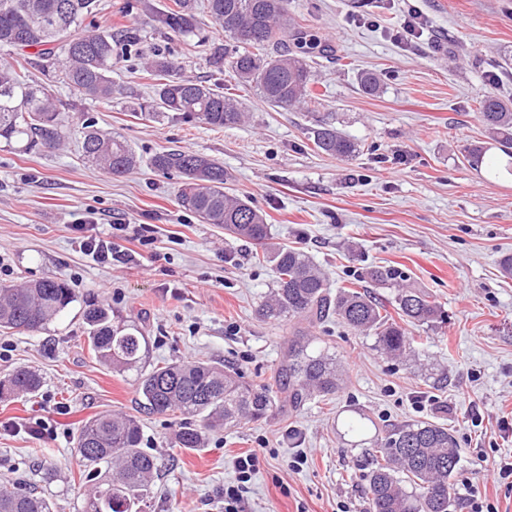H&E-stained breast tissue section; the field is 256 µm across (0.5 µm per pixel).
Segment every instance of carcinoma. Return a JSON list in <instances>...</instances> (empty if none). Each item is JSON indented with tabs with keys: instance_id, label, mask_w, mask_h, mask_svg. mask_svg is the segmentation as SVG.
Here are the masks:
<instances>
[{
	"instance_id": "carcinoma-1",
	"label": "carcinoma",
	"mask_w": 512,
	"mask_h": 512,
	"mask_svg": "<svg viewBox=\"0 0 512 512\" xmlns=\"http://www.w3.org/2000/svg\"><path fill=\"white\" fill-rule=\"evenodd\" d=\"M205 9L235 41L230 55L214 58L228 63L238 82L253 85L271 106H316L319 94L307 57L317 42L307 32L295 34L288 50L285 37L291 26L288 0H206ZM99 0H0V49L33 50L35 65L53 81L81 99L112 101L118 91L112 66L120 55L140 44L130 30L103 29L96 23ZM158 21L179 37L195 35L198 0H173ZM146 73L153 76L151 100L139 104L140 114L157 119L168 112L215 128L244 121V108L233 94L185 75V65L164 53L146 57ZM478 118L486 140L465 148L464 159L477 169L495 148L512 158V104L493 91L482 92ZM66 116L51 85L31 78L11 64L0 65V142L30 152L55 150L66 138ZM313 144L340 160L358 153V144L331 125L313 130ZM83 159L112 176L136 168L141 158L121 136L104 132L87 119L82 124ZM150 164L183 178L178 191L181 207L206 224L224 228L232 238L264 247L275 284L258 308L264 319H302L323 323L331 316L344 325L373 336L391 356H413L415 340L384 306L366 292L344 287L331 292L327 278L302 251L269 243L268 224L252 203L224 192L229 175L216 160L199 153L169 149L154 154ZM368 278L389 286L405 278L394 266L373 267ZM76 301L73 289L53 277L21 287L0 286V331L38 335ZM399 318L425 323L442 317L432 297L416 288H401L396 297ZM82 317L94 355L116 372L137 373V392L143 408L155 414L178 413L184 422L172 447L198 450L205 432L241 420L267 418L276 391L254 386L241 373L205 363H174L145 369L148 339L136 325L115 326L106 308L90 307ZM313 339L296 328L288 341V355L278 377L288 381L289 403L297 406L309 396L335 394L343 383L336 360L312 346ZM40 386L29 370L0 379V395L31 394ZM143 430L131 417L101 413L79 429L76 453L91 484L85 512H140L158 471L157 457L141 447ZM374 448L367 472V512H449L451 479L459 463V449L448 428L429 421L392 425L370 439ZM0 512H53V504L23 486L0 485Z\"/></svg>"
}]
</instances>
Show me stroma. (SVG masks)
I'll return each instance as SVG.
<instances>
[{"label":"stroma","instance_id":"35a3bbf8","mask_svg":"<svg viewBox=\"0 0 512 512\" xmlns=\"http://www.w3.org/2000/svg\"><path fill=\"white\" fill-rule=\"evenodd\" d=\"M100 3L101 27L138 30L142 49L169 50L188 75L231 89L248 117L218 129L170 113L136 116L152 82L132 57L113 67L124 92L112 102L78 106L53 84L71 110L65 148L0 145V285L54 276L77 296L46 333L0 332V378L21 367L40 378L36 394L0 397V483L34 489L54 512H84L88 485L75 441L87 419L109 411L137 419L160 461L143 512H224L234 461L251 451L259 468L248 484L250 512H365L364 439L429 420L459 448L451 512H467L470 493L512 512V488L497 479L498 462L512 456V278L499 272L512 255V173L496 149L487 154L495 175L463 158L484 139L480 93L512 99V67L503 66L512 56V0H375L367 9L353 0H289L291 18L331 54L315 58L320 105L288 110L212 66L214 49L231 40L208 13L199 12L197 35L178 38L155 19L171 0ZM413 12L421 35L398 38ZM367 72L380 77L376 94L361 89ZM89 117L123 136L143 164L121 177L86 164L78 141ZM321 122L354 139L359 154L339 161L318 152L310 131ZM171 148L222 163L231 194L263 212L272 243L306 252L332 286L355 285L394 312L395 289L366 277L381 265L430 293L441 318L406 327L420 342L418 358L390 357L374 337L335 321L309 326L345 374L333 399L293 408L282 393L267 419L206 433L198 452L172 447L181 416L144 413L135 373L95 359L85 305H105L114 322L141 327L150 365L211 361L258 385L273 382L291 327L255 316L275 280L271 265L250 243L179 208L181 177L148 165ZM90 237L112 241L122 259L82 250ZM432 367L447 372L446 387L428 379ZM297 456L301 468H289Z\"/></svg>","mask_w":512,"mask_h":512}]
</instances>
